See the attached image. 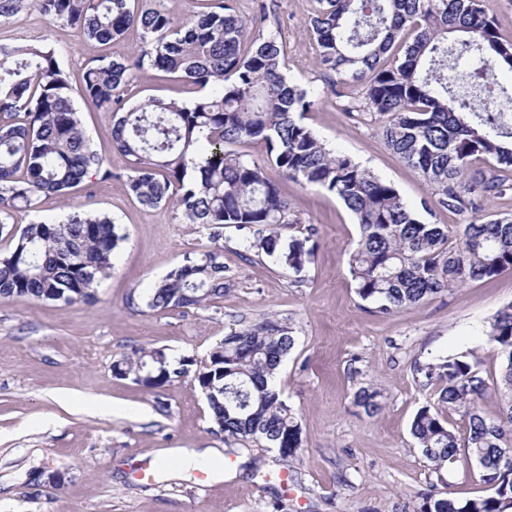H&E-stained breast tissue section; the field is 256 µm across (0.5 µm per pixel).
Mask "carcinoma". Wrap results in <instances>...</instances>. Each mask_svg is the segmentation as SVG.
<instances>
[{
  "instance_id": "carcinoma-1",
  "label": "carcinoma",
  "mask_w": 512,
  "mask_h": 512,
  "mask_svg": "<svg viewBox=\"0 0 512 512\" xmlns=\"http://www.w3.org/2000/svg\"><path fill=\"white\" fill-rule=\"evenodd\" d=\"M33 0L50 23L63 22L85 40L107 46L129 29L140 31L136 59L100 55L75 89L47 43L0 42V230L12 212H39L41 197H64L93 170L112 178L103 157L86 139L77 93L112 111L131 69L144 60L208 92L188 106L152 98L114 121L112 144L130 158L124 187L139 204H171L185 224H197L217 242L226 225L247 230L245 247L296 274L311 262V225L283 238L292 227L291 207L272 167L333 193L354 216L358 238L348 253L357 296L391 314L469 282L490 280L512 268V213L484 215L483 200L512 195V120L497 111L512 91L500 88L475 107L457 90L456 61L477 76L512 70V41L499 35L484 0H315L309 17L315 61L331 77L341 110L380 122L387 148L417 171L431 197L412 208L396 187L328 149L303 122L314 106L308 90L285 73V46L253 32L233 0H203L202 10L180 24L143 0ZM261 140L266 159L244 158L231 146ZM482 159L489 174L479 184L467 177ZM459 217L455 243L448 225L431 224L434 209ZM122 236L110 217L75 212L67 221L26 224L13 251L0 257V300L32 298L67 304L87 302L112 273ZM221 247L173 268L156 282L146 305L153 310L197 307L224 297ZM488 340L502 358L506 391L499 417L488 420L478 401L487 389L475 365L455 359L417 367L421 386L439 391L437 405L421 406L411 434L436 474L458 451L473 457L489 493L458 499L432 489L414 512H512V303L489 321ZM296 343L293 328L274 319L245 325L224 336L198 370L212 422L224 439L263 440L281 458L303 447L296 413L276 385L283 358ZM173 368L164 351L122 356L113 369L148 388L187 372ZM378 391L359 388L354 403L379 410ZM468 421L459 435L442 409Z\"/></svg>"
}]
</instances>
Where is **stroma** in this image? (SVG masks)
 Masks as SVG:
<instances>
[{
  "instance_id": "stroma-1",
  "label": "stroma",
  "mask_w": 512,
  "mask_h": 512,
  "mask_svg": "<svg viewBox=\"0 0 512 512\" xmlns=\"http://www.w3.org/2000/svg\"><path fill=\"white\" fill-rule=\"evenodd\" d=\"M236 5L286 44L289 79L315 94L305 122L318 138L391 182L409 206L428 198L427 183L385 146L377 125L337 107L311 49L313 0ZM43 40L56 47L75 87L104 50L32 7L0 18L1 42ZM152 97L189 104L198 92L146 62L120 105ZM74 105L112 177L96 175L67 197L42 199L40 213L57 221L75 211L107 214L122 241L93 302H0V512H413L432 486L456 498L484 495L468 455L458 454L438 476L417 448L411 421L437 395L420 388L414 367L461 355L477 362L489 385L482 414L496 418L501 358L486 329L512 302V269L379 313L357 297L348 272L347 250L358 234L353 215L325 189L286 181L294 215L316 229L304 272L246 250L243 232L230 226L221 240L223 298L150 309L143 301L152 284L186 256L209 250V236L180 223L171 207L148 209L126 195L130 160L112 145L111 113L79 97ZM266 318L290 324L297 336L277 379L303 430V452L287 461L265 443H228L214 433L194 372L151 389L113 369L136 349L164 350L174 363L201 361L231 330ZM363 386L379 393L375 415L353 402ZM171 448L182 449V458L168 459ZM204 448L221 478L200 480L187 461ZM163 458L169 465L154 482L135 478L142 461Z\"/></svg>"
}]
</instances>
